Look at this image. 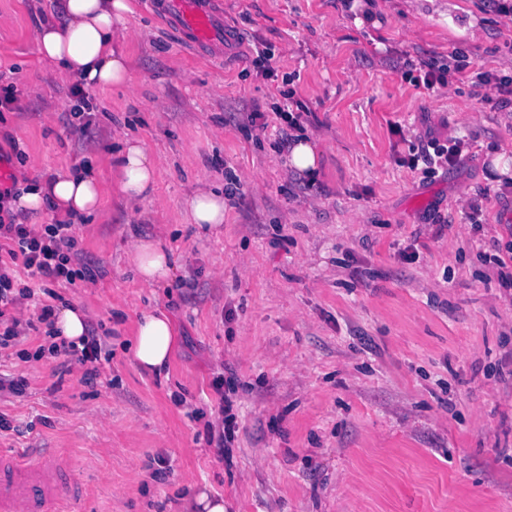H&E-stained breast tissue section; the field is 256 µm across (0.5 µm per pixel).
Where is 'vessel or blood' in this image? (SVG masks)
I'll return each instance as SVG.
<instances>
[{
  "label": "vessel or blood",
  "mask_w": 512,
  "mask_h": 512,
  "mask_svg": "<svg viewBox=\"0 0 512 512\" xmlns=\"http://www.w3.org/2000/svg\"><path fill=\"white\" fill-rule=\"evenodd\" d=\"M215 0H165L160 19L182 43L197 52L226 45ZM81 497L72 462L63 455L38 458L0 451V512H68Z\"/></svg>",
  "instance_id": "1"
}]
</instances>
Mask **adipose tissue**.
Returning a JSON list of instances; mask_svg holds the SVG:
<instances>
[{
    "mask_svg": "<svg viewBox=\"0 0 512 512\" xmlns=\"http://www.w3.org/2000/svg\"><path fill=\"white\" fill-rule=\"evenodd\" d=\"M55 6L59 20L41 24L33 35L41 59L58 67L65 78L102 88L129 83L131 72L123 44L133 12L130 0H56ZM116 171V192L127 203L152 196L157 161L139 140L124 139ZM102 196V186L95 176L68 172L30 184L12 197L9 208L21 220L49 208L78 219L93 216ZM182 207L193 223L208 230L219 229L224 222V198L206 185H196L184 197ZM129 263L138 281L151 287L172 278L178 259L163 239L144 236L134 240ZM177 341L169 315L158 308L150 309L141 315L130 351L142 371L155 373L169 363Z\"/></svg>",
    "mask_w": 512,
    "mask_h": 512,
    "instance_id": "obj_1",
    "label": "adipose tissue"
}]
</instances>
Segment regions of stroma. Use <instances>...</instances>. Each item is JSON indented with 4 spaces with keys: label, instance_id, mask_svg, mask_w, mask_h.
Segmentation results:
<instances>
[{
    "label": "stroma",
    "instance_id": "obj_1",
    "mask_svg": "<svg viewBox=\"0 0 512 512\" xmlns=\"http://www.w3.org/2000/svg\"><path fill=\"white\" fill-rule=\"evenodd\" d=\"M501 2L222 0L229 41L204 56L132 0L131 80L101 89L40 59L52 0H0V97L14 96L0 106V191L75 169L100 179L102 207L75 229L94 279L57 293L112 354L91 378L42 330L0 349V448L70 455L73 512H181L204 484L227 512H512V288L488 262L512 256V105L492 107L479 84L512 81ZM259 44L273 77L253 63ZM420 59L444 87H418ZM283 89L300 128L271 110ZM126 137L159 160L136 206L115 192ZM285 137L317 142L318 177L288 167ZM457 140V165L415 166L427 144ZM201 182L234 193L216 233L181 207ZM137 234L179 254L166 284L134 279ZM150 308L180 336L159 377L126 352ZM228 368L229 461L211 441Z\"/></svg>",
    "mask_w": 512,
    "mask_h": 512
}]
</instances>
